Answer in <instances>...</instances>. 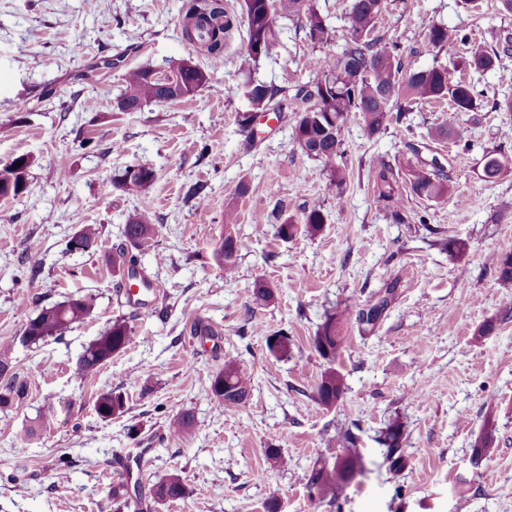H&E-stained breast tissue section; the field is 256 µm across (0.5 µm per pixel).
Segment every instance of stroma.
<instances>
[{
	"label": "stroma",
	"instance_id": "stroma-1",
	"mask_svg": "<svg viewBox=\"0 0 512 512\" xmlns=\"http://www.w3.org/2000/svg\"><path fill=\"white\" fill-rule=\"evenodd\" d=\"M184 3L0 0V125L10 128L0 136V167L22 154L32 160L30 192L0 199V336L15 337L12 367L27 384L23 408L0 414V512H133L109 501L120 480L112 456L141 448L150 451L142 496L175 471L190 490L150 512H266L272 500L278 512H512V284L494 268L512 250V176L490 179L483 170L487 155L512 160V111L500 107L512 101V52L491 70H462L484 99L453 137L430 136L448 117L444 100L413 105L373 138L349 117L341 134L346 181L336 186L321 162L300 155L293 113L259 116L250 139L236 116L247 108L246 79L294 86L320 77L319 60L348 36L350 0H313L335 32L332 46L313 44L284 17L277 55L244 64L236 28L219 66L184 38ZM387 16L412 70L512 37V15L499 0H388ZM434 24L461 30L465 42L433 49L424 34ZM182 60L208 74L198 93L117 109L128 71ZM431 159L448 175L447 198L405 192L408 220L395 223L374 198V167L384 160L404 177ZM144 164L156 174L148 193L120 186L126 168ZM193 184L205 186L204 201L186 199ZM229 204L247 248L228 277L213 250ZM315 205L326 216L319 233L276 235L274 213L297 222ZM135 210L157 227L137 252L139 266L163 284L144 308L118 302L124 276L111 252L68 247L84 224L120 243ZM448 236L464 244L463 256L442 249ZM395 276L400 295L377 330L363 338L345 326L337 362L345 391L323 407L315 399L327 367L312 345L318 325L336 305L362 302ZM259 279L275 289L270 304L252 300ZM71 296L93 300L83 322L19 343L42 308ZM119 316L132 330L129 345L78 377L85 348ZM196 318L220 332L223 352L190 335ZM487 322L493 331L480 335ZM280 331L292 338L285 356L267 346ZM228 352L252 379L235 412L208 393ZM113 389L125 394L126 411L101 419L95 402ZM185 410L195 425L181 439L169 422ZM40 416L51 426L26 438ZM393 420L404 426L409 460L398 477L376 441ZM353 424L366 473L341 507L312 503V468L331 461L337 430ZM487 427L496 451L478 462L473 444ZM270 447L287 467L271 463Z\"/></svg>",
	"mask_w": 512,
	"mask_h": 512
}]
</instances>
